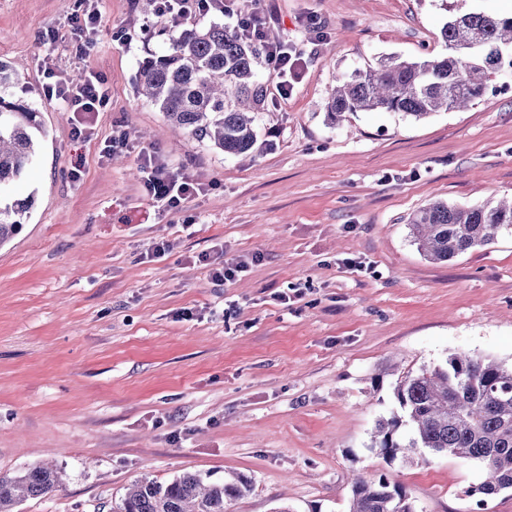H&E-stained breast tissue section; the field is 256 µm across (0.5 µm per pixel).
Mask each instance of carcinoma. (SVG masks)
<instances>
[{
    "label": "carcinoma",
    "instance_id": "carcinoma-1",
    "mask_svg": "<svg viewBox=\"0 0 512 512\" xmlns=\"http://www.w3.org/2000/svg\"><path fill=\"white\" fill-rule=\"evenodd\" d=\"M446 54L426 59L383 57L336 86L326 104L334 123L346 113L386 111L422 119L463 109L482 97L493 77L512 70V16L469 13L441 29ZM266 45L214 23L184 28L162 54L138 68L136 92L159 106L167 121L199 144L225 154L251 155L264 110L259 78ZM16 72L0 61V191L19 178L36 155L37 113L2 96ZM32 200L0 205V246L16 236ZM414 244L428 259L447 262L512 232V203L461 207L432 202L409 220ZM397 410L377 421L371 447L388 461L446 453L475 462L481 478L464 494L484 510L487 498L512 491V364L470 353L408 371L393 386ZM58 472L36 465L20 474L0 472V512H16L30 498L60 487ZM248 480H213L184 473L168 483L148 476L134 481L114 512H226L244 496ZM349 512H416L406 490L388 474L357 479Z\"/></svg>",
    "mask_w": 512,
    "mask_h": 512
}]
</instances>
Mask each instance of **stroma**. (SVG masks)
<instances>
[{
	"mask_svg": "<svg viewBox=\"0 0 512 512\" xmlns=\"http://www.w3.org/2000/svg\"><path fill=\"white\" fill-rule=\"evenodd\" d=\"M302 62L276 77L250 159L174 130L135 90L165 48L163 16L98 0L73 53L76 0H0L9 94L39 114L36 157L0 201L34 205L0 247V472L52 460L66 474L18 512H112L129 484L186 472L244 476L227 512H348L351 478L389 474L417 512H474L470 461L409 466L370 446L395 407L389 365L468 351L512 360V234L451 261L425 259L408 220L436 200L512 195V72L467 109L415 120L359 112L336 125L339 80L383 56L444 54L449 18L512 14V0H261ZM104 75L109 102L84 137L43 92ZM130 147L103 152L113 132ZM204 186L172 210L140 185L142 154ZM164 245L156 254V245ZM245 271L217 284L199 255Z\"/></svg>",
	"mask_w": 512,
	"mask_h": 512,
	"instance_id": "obj_1",
	"label": "stroma"
}]
</instances>
